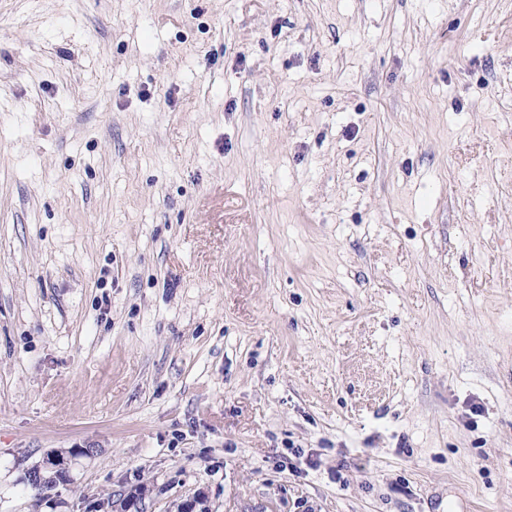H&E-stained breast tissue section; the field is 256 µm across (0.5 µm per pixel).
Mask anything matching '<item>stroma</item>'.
Masks as SVG:
<instances>
[{
  "label": "stroma",
  "instance_id": "35a3bbf8",
  "mask_svg": "<svg viewBox=\"0 0 512 512\" xmlns=\"http://www.w3.org/2000/svg\"><path fill=\"white\" fill-rule=\"evenodd\" d=\"M138 485L512 512V0H0V512ZM71 454L59 450H51L47 452L42 461L34 468L27 471V479L33 486H40L36 488H52L59 483L47 481L49 478L55 480H68L69 479V463ZM43 481H47L42 485Z\"/></svg>",
  "mask_w": 512,
  "mask_h": 512
}]
</instances>
